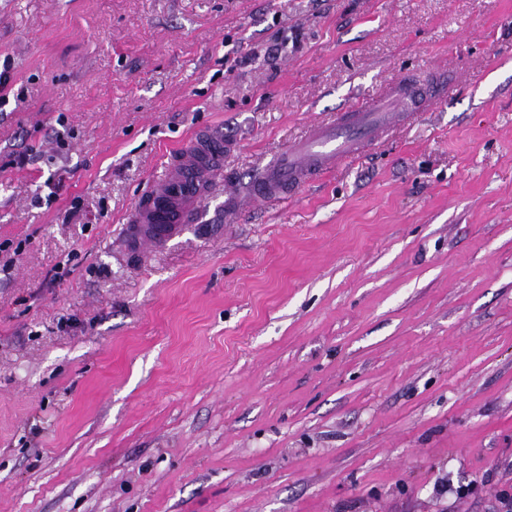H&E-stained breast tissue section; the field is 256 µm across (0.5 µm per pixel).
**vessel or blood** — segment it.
I'll use <instances>...</instances> for the list:
<instances>
[{"label": "vessel or blood", "instance_id": "vessel-or-blood-1", "mask_svg": "<svg viewBox=\"0 0 512 512\" xmlns=\"http://www.w3.org/2000/svg\"><path fill=\"white\" fill-rule=\"evenodd\" d=\"M452 88L451 79L438 70L421 79L406 74L389 82L379 97L353 103L335 121L312 123L272 163L257 169L249 197L261 203L291 198L340 163L359 157L366 145L404 123L409 114L446 99ZM223 173L222 137L207 133L193 141L138 199L123 232L128 246L166 240L193 222L200 203Z\"/></svg>", "mask_w": 512, "mask_h": 512}]
</instances>
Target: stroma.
I'll return each mask as SVG.
<instances>
[{"label":"stroma","instance_id":"35a3bbf8","mask_svg":"<svg viewBox=\"0 0 512 512\" xmlns=\"http://www.w3.org/2000/svg\"><path fill=\"white\" fill-rule=\"evenodd\" d=\"M433 66V111L227 214L310 122ZM4 68L0 512H501L512 0H0ZM203 131L196 222L127 254Z\"/></svg>","mask_w":512,"mask_h":512}]
</instances>
